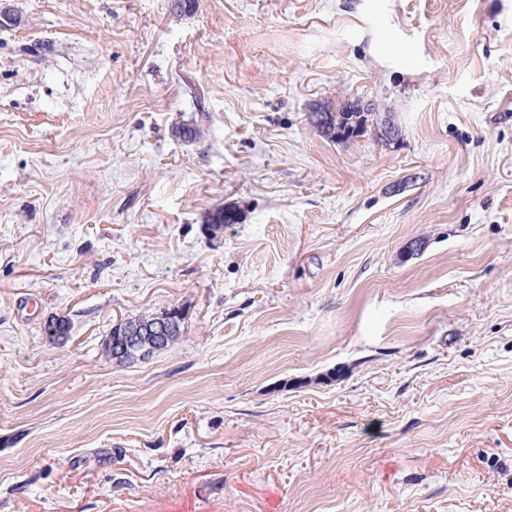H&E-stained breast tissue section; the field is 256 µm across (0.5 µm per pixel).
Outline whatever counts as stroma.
<instances>
[{
    "mask_svg": "<svg viewBox=\"0 0 512 512\" xmlns=\"http://www.w3.org/2000/svg\"><path fill=\"white\" fill-rule=\"evenodd\" d=\"M12 3L0 512H512V0ZM311 117L315 119L313 125L320 135L331 142H346L357 137L367 130L371 112H361L359 102H347L340 105L338 111L331 109L318 110ZM322 116L325 119V127L318 125L316 119Z\"/></svg>",
    "mask_w": 512,
    "mask_h": 512,
    "instance_id": "stroma-1",
    "label": "stroma"
}]
</instances>
